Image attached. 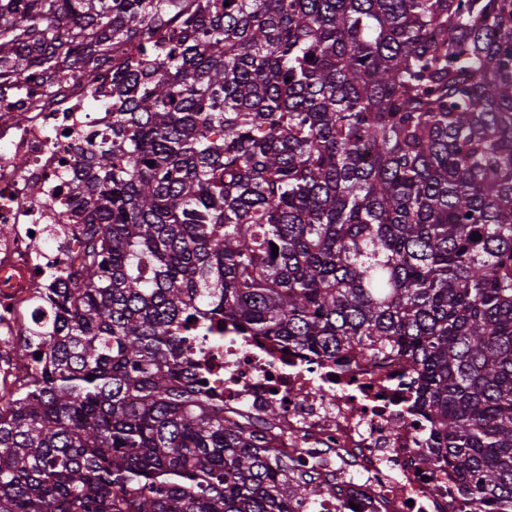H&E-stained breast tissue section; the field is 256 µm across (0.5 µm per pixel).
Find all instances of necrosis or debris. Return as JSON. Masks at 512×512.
I'll return each mask as SVG.
<instances>
[{
    "label": "necrosis or debris",
    "mask_w": 512,
    "mask_h": 512,
    "mask_svg": "<svg viewBox=\"0 0 512 512\" xmlns=\"http://www.w3.org/2000/svg\"><path fill=\"white\" fill-rule=\"evenodd\" d=\"M92 99L71 69L60 86L26 79L0 95V408L34 375L15 342L42 321L51 289L83 259L70 216L72 178L112 117ZM34 182L44 196L32 195ZM195 361L212 366L225 419L263 422L277 409L276 450L295 472L336 486L293 512H460L454 480L444 471L429 477L421 464L432 430L417 406L415 376L397 364L359 356L339 366L232 333L207 342Z\"/></svg>",
    "instance_id": "1"
}]
</instances>
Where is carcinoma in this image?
Listing matches in <instances>:
<instances>
[{"mask_svg": "<svg viewBox=\"0 0 512 512\" xmlns=\"http://www.w3.org/2000/svg\"><path fill=\"white\" fill-rule=\"evenodd\" d=\"M109 61L83 262L16 344L0 512L315 497L277 412L227 422L187 354L222 333L399 361L423 466L512 512V0H0V84Z\"/></svg>", "mask_w": 512, "mask_h": 512, "instance_id": "1", "label": "carcinoma"}]
</instances>
